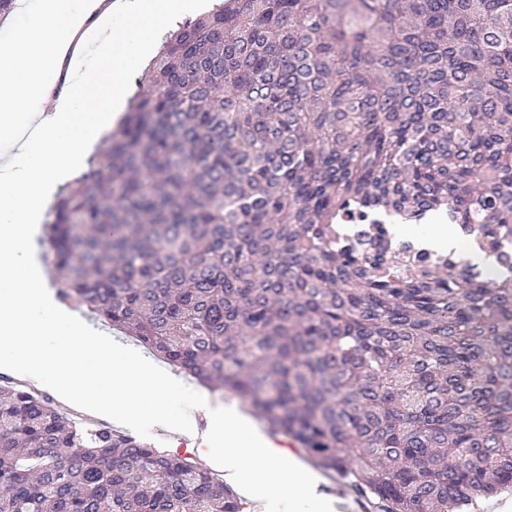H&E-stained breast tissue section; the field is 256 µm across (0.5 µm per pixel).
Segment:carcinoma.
I'll list each match as a JSON object with an SVG mask.
<instances>
[{"mask_svg":"<svg viewBox=\"0 0 512 512\" xmlns=\"http://www.w3.org/2000/svg\"><path fill=\"white\" fill-rule=\"evenodd\" d=\"M446 212L509 277L400 258ZM59 296L383 512L512 489V0H225L48 212ZM0 512H244L187 453L0 377Z\"/></svg>","mask_w":512,"mask_h":512,"instance_id":"carcinoma-1","label":"carcinoma"}]
</instances>
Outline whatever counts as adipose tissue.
Returning <instances> with one entry per match:
<instances>
[{
  "label": "adipose tissue",
  "mask_w": 512,
  "mask_h": 512,
  "mask_svg": "<svg viewBox=\"0 0 512 512\" xmlns=\"http://www.w3.org/2000/svg\"><path fill=\"white\" fill-rule=\"evenodd\" d=\"M185 6V0H42L39 13L0 44V141L15 149L0 157V362L35 383L53 372L61 398L129 424L148 414L163 421L157 402L176 390L177 379L91 333L60 308L33 256V241L47 198L123 99L120 72L129 52H147ZM115 14L128 24L100 44L97 68L51 97L62 63L80 64L81 42ZM209 418L225 477L245 479L252 496L315 498L318 476L291 451L237 421L233 407L210 409ZM257 463L264 477L254 483L246 475Z\"/></svg>",
  "instance_id": "adipose-tissue-1"
}]
</instances>
